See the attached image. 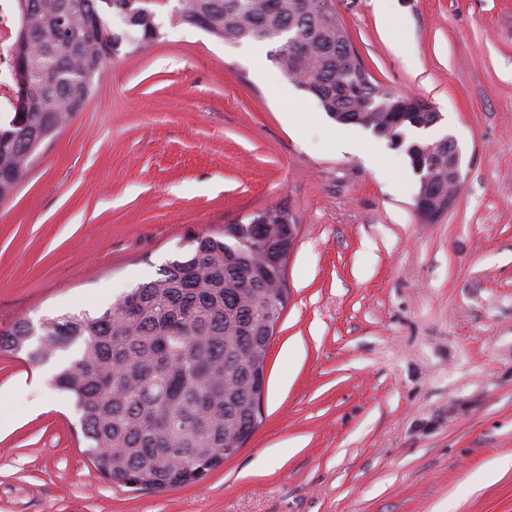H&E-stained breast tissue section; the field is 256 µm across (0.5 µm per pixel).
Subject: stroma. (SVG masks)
<instances>
[{"label": "stroma", "instance_id": "35a3bbf8", "mask_svg": "<svg viewBox=\"0 0 512 512\" xmlns=\"http://www.w3.org/2000/svg\"><path fill=\"white\" fill-rule=\"evenodd\" d=\"M335 2L376 81L440 112L423 138L456 139L452 207L423 220L406 156L266 43L169 25L107 60L0 202V331L105 309L188 237L279 206L288 303L254 433L166 491L105 480L46 365L0 350V512H512V470H489L512 457V0Z\"/></svg>", "mask_w": 512, "mask_h": 512}]
</instances>
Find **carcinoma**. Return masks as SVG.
<instances>
[{
  "instance_id": "carcinoma-1",
  "label": "carcinoma",
  "mask_w": 512,
  "mask_h": 512,
  "mask_svg": "<svg viewBox=\"0 0 512 512\" xmlns=\"http://www.w3.org/2000/svg\"><path fill=\"white\" fill-rule=\"evenodd\" d=\"M103 0H16L19 16L14 51L17 85L14 111L0 126V200L13 195L41 145L62 129L89 98L93 82L109 56L135 51L160 40L165 23L208 26L219 40L264 41L272 45L283 75L313 96L339 124L357 125L405 153L418 178L448 181L445 139H413L409 132L434 125L435 112L422 100L383 90L358 52L343 54L352 40L340 19L327 23L324 0H177L132 17L127 0H112L122 15L114 30L101 12ZM294 40L306 49L296 60L280 50ZM277 224L288 234L296 224L284 207L259 210L224 225L219 234L189 239L187 251L159 269L158 277L132 289L138 311L129 316L123 301L96 314L64 313L46 319L43 340L20 344L29 333L20 319L0 334V349L22 354L32 364L57 352L73 351L54 377L68 393L85 441L84 454L99 472L118 462L113 484L153 465L147 488L167 490L198 482L224 462V424L245 427L240 443L253 434V414L238 407L245 380L224 387V336L243 337L245 345H267L264 336H247L248 323L282 311L261 306L256 316L238 302L254 284L248 273L261 262L271 273L262 287L288 301L285 272L273 260L271 246L252 242L250 225ZM240 253L237 271L224 267V251Z\"/></svg>"
}]
</instances>
